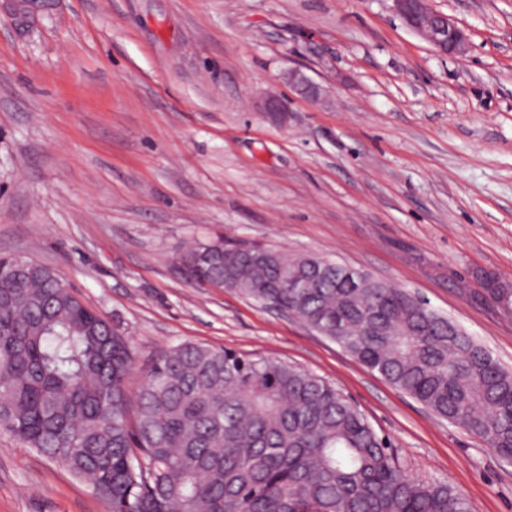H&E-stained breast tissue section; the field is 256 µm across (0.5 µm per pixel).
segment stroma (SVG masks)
<instances>
[{"label": "stroma", "instance_id": "stroma-1", "mask_svg": "<svg viewBox=\"0 0 512 512\" xmlns=\"http://www.w3.org/2000/svg\"><path fill=\"white\" fill-rule=\"evenodd\" d=\"M455 57L392 0H0V256L55 268L125 336L136 392L183 342L335 385L406 472L512 512V460L336 343L175 261L217 237L315 254L421 297L512 368V0H429ZM298 69L323 99L295 92ZM285 119L262 109L268 96ZM0 512H109L86 480L0 432ZM405 24L427 40L438 52L461 55L467 48V37L448 14L432 9L427 0H393Z\"/></svg>", "mask_w": 512, "mask_h": 512}]
</instances>
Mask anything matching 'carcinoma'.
I'll return each mask as SVG.
<instances>
[{
	"label": "carcinoma",
	"mask_w": 512,
	"mask_h": 512,
	"mask_svg": "<svg viewBox=\"0 0 512 512\" xmlns=\"http://www.w3.org/2000/svg\"><path fill=\"white\" fill-rule=\"evenodd\" d=\"M194 267L340 346L512 459V369L415 294L319 256L236 243ZM291 275L299 288H278ZM127 340L61 277L0 258V430L88 480L110 512H472L408 475L339 389L286 362L185 342L156 354L128 423Z\"/></svg>",
	"instance_id": "obj_1"
}]
</instances>
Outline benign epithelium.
<instances>
[{
  "label": "benign epithelium",
  "instance_id": "obj_1",
  "mask_svg": "<svg viewBox=\"0 0 512 512\" xmlns=\"http://www.w3.org/2000/svg\"><path fill=\"white\" fill-rule=\"evenodd\" d=\"M405 24L427 40L438 52L461 55L467 48V37L457 22L447 14L432 9L427 0H393ZM288 84L299 94L316 99L320 86L303 72H288Z\"/></svg>",
  "mask_w": 512,
  "mask_h": 512
}]
</instances>
